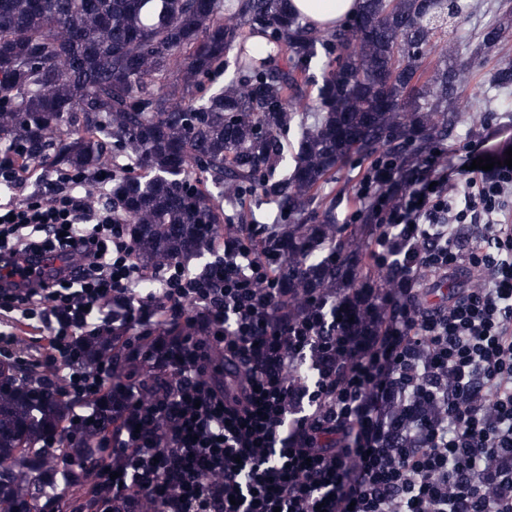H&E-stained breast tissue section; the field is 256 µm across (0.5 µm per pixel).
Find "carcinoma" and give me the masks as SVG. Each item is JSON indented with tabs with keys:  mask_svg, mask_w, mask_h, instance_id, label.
Instances as JSON below:
<instances>
[{
	"mask_svg": "<svg viewBox=\"0 0 512 512\" xmlns=\"http://www.w3.org/2000/svg\"><path fill=\"white\" fill-rule=\"evenodd\" d=\"M473 54L499 45L512 26L503 2ZM458 0H362L352 23L324 36L290 14L288 0H0V160L21 148L62 171L115 173L110 199L132 225L148 264L200 251L216 231V198L259 185L288 225V287L349 288L356 250L327 256L332 208L316 224L301 217L330 172L380 148L405 160L432 136L476 125L465 112L471 71L457 61L448 19ZM237 49L233 75L205 96L200 79ZM337 53L311 123L291 100L319 51ZM289 55L290 66L276 59ZM512 86V59L488 73ZM298 128L293 165L279 138ZM140 173L124 174L120 162ZM205 172L218 196L189 179ZM66 398L40 386L0 393V496L14 512L33 484L17 458L45 437Z\"/></svg>",
	"mask_w": 512,
	"mask_h": 512,
	"instance_id": "1",
	"label": "carcinoma"
}]
</instances>
